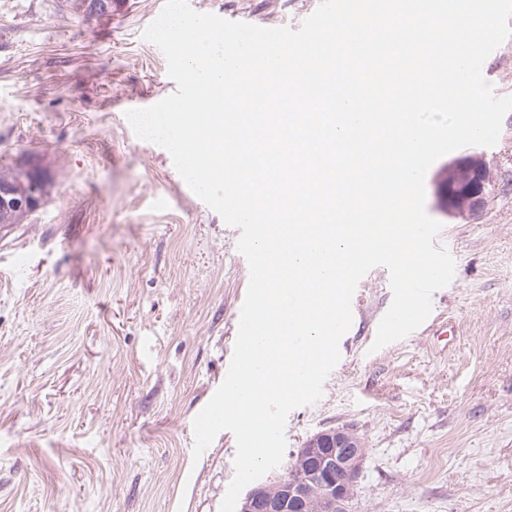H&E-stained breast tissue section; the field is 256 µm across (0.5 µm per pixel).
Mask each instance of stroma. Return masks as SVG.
<instances>
[{
  "label": "stroma",
  "mask_w": 512,
  "mask_h": 512,
  "mask_svg": "<svg viewBox=\"0 0 512 512\" xmlns=\"http://www.w3.org/2000/svg\"><path fill=\"white\" fill-rule=\"evenodd\" d=\"M165 0H0V169H41L40 208L0 241V512H219L236 440L193 460V421L224 381L247 272L228 225L125 113L176 89L143 32ZM317 0H189L299 28ZM477 154L483 211L448 214L444 156L426 209L455 260L431 317L371 351L392 303L372 268L321 398L287 416L285 459L347 429L366 455L349 512H512V113Z\"/></svg>",
  "instance_id": "obj_1"
}]
</instances>
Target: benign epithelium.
<instances>
[{"label": "benign epithelium", "instance_id": "obj_1", "mask_svg": "<svg viewBox=\"0 0 512 512\" xmlns=\"http://www.w3.org/2000/svg\"><path fill=\"white\" fill-rule=\"evenodd\" d=\"M463 180L440 186L448 209L458 217L478 214L486 204L490 171L473 157L461 158L451 165ZM44 182L37 173L25 184L12 187L0 183V211L31 213L43 199ZM465 201L459 211L453 209L457 199ZM365 449L359 439L344 430L320 432L299 451V474L292 482L277 486L259 484L243 499L240 512H333L352 495L358 482Z\"/></svg>", "mask_w": 512, "mask_h": 512}]
</instances>
